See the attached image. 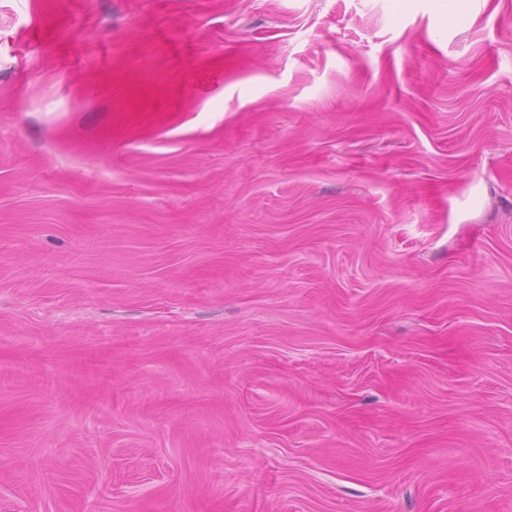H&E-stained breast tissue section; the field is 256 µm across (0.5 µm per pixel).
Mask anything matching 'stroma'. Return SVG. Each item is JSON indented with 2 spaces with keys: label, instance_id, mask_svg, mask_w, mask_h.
<instances>
[{
  "label": "stroma",
  "instance_id": "1",
  "mask_svg": "<svg viewBox=\"0 0 512 512\" xmlns=\"http://www.w3.org/2000/svg\"><path fill=\"white\" fill-rule=\"evenodd\" d=\"M0 0V512H512V0Z\"/></svg>",
  "mask_w": 512,
  "mask_h": 512
}]
</instances>
